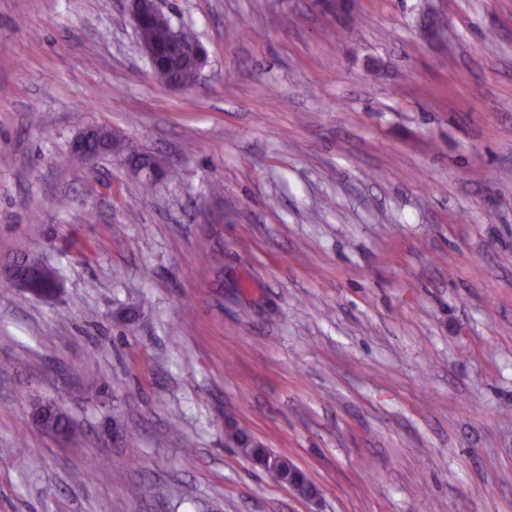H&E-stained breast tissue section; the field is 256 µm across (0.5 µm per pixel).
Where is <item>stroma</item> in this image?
<instances>
[{"instance_id":"stroma-1","label":"stroma","mask_w":512,"mask_h":512,"mask_svg":"<svg viewBox=\"0 0 512 512\" xmlns=\"http://www.w3.org/2000/svg\"><path fill=\"white\" fill-rule=\"evenodd\" d=\"M158 6L190 91L126 0H0V263L61 276L0 281V512H512V0ZM130 2V14L133 21V28L136 41L142 54L147 58L150 69H153V48L142 38V30L145 20L151 13L161 12L157 7V0H127ZM197 43V41L187 39V41L182 46L181 53L184 64L181 65L174 74V76H176L181 83L174 80H168L169 75L167 73H156L154 76L168 80L166 85L170 88L188 91L190 88L184 85L193 86L197 78L196 70H194L189 64L191 59L199 52V46ZM247 431L244 429L233 430L229 435L230 438L237 445L238 451L244 456L251 460L255 457L256 459L262 460L269 454L266 448L257 447V443L253 442L247 436Z\"/></svg>"}]
</instances>
